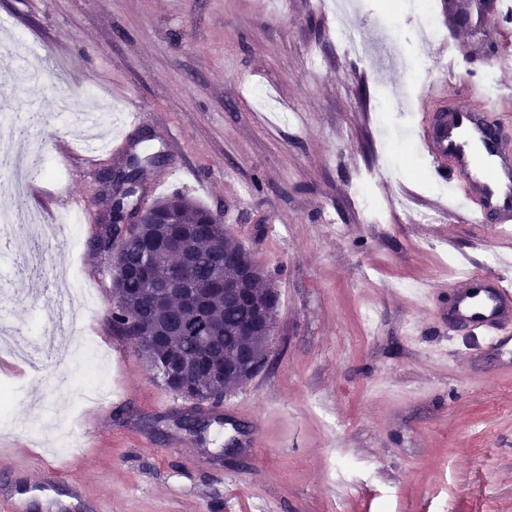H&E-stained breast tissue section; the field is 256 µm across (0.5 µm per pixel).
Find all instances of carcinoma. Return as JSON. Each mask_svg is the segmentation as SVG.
I'll list each match as a JSON object with an SVG mask.
<instances>
[{
  "label": "carcinoma",
  "instance_id": "cac0c4a2",
  "mask_svg": "<svg viewBox=\"0 0 512 512\" xmlns=\"http://www.w3.org/2000/svg\"><path fill=\"white\" fill-rule=\"evenodd\" d=\"M95 240L96 252L114 273L117 303L109 310L108 323L121 329L127 315L139 316L143 344L138 352L165 388L218 408L224 402V366L231 359H236L232 373L240 376L269 358L271 338L265 336V325L250 329L246 321L252 311L277 315L279 293L208 208L183 194L156 199L135 234L126 237L120 225L105 224ZM146 261L158 300L144 291ZM187 263L202 307L197 314L167 292ZM239 264L248 265L250 278L242 293L226 294L224 278Z\"/></svg>",
  "mask_w": 512,
  "mask_h": 512
}]
</instances>
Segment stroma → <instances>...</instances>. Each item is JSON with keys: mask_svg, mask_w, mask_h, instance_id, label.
<instances>
[{"mask_svg": "<svg viewBox=\"0 0 512 512\" xmlns=\"http://www.w3.org/2000/svg\"><path fill=\"white\" fill-rule=\"evenodd\" d=\"M349 2L374 59L346 54L331 0H0V39L22 34L40 71L25 80L0 62V95L41 115L45 165L63 179L4 203L52 218L89 202L75 246H42V264L0 272V323L49 341L43 378L9 377L16 394L0 412V437L14 443L0 473L26 472L28 496L66 494L76 479L84 496L65 512H512V374H498L496 356L468 357L474 337L444 318L461 270L512 267V234L441 213L448 181L415 145L433 113L393 110L408 87L432 106L512 89V71L490 65L512 51L497 35L512 29V0L501 16L463 9L453 23L430 0L440 43L427 54L413 0ZM445 40L471 58L452 79L434 67ZM90 88L123 117L101 150L57 118L61 97ZM143 134L166 156L147 174L156 196L222 213L279 292L270 363L225 397L230 424L199 436L176 424L194 401L113 335L111 275L91 248L98 179ZM66 267L95 299L83 320L110 353L112 388L105 419L74 433L70 470L27 430L43 408L61 419L85 409L82 371L60 390L52 365L80 349L53 306ZM237 434L255 445L224 458Z\"/></svg>", "mask_w": 512, "mask_h": 512, "instance_id": "stroma-1", "label": "stroma"}]
</instances>
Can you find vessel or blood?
Listing matches in <instances>:
<instances>
[{
	"instance_id": "1",
	"label": "vessel or blood",
	"mask_w": 512,
	"mask_h": 512,
	"mask_svg": "<svg viewBox=\"0 0 512 512\" xmlns=\"http://www.w3.org/2000/svg\"><path fill=\"white\" fill-rule=\"evenodd\" d=\"M512 94H479L476 104L455 106L441 123L422 128L420 141L435 159L456 170L448 187L465 207L461 218L472 224L512 228V145L490 131L491 113ZM448 320L480 338L489 355L512 357V279L501 274H471L450 285Z\"/></svg>"
}]
</instances>
